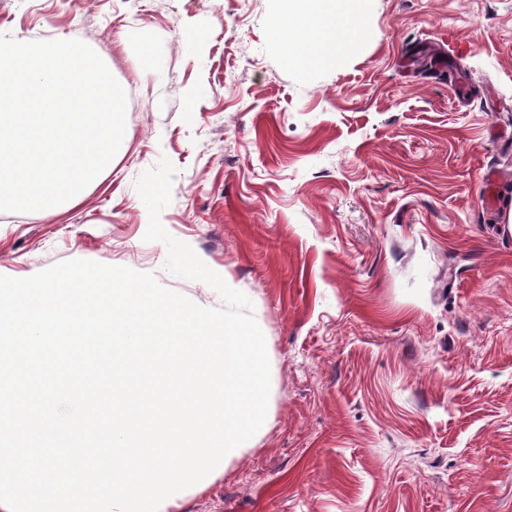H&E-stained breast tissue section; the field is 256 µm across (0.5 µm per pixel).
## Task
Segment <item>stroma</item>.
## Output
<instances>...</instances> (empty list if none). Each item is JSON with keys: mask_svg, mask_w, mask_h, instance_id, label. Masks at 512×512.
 <instances>
[{"mask_svg": "<svg viewBox=\"0 0 512 512\" xmlns=\"http://www.w3.org/2000/svg\"><path fill=\"white\" fill-rule=\"evenodd\" d=\"M276 0H0V33L78 37L127 94L102 182L0 212V276L165 270L164 228L253 304L265 429L177 512H512V0H374L347 56L299 68ZM506 205L484 203L488 169Z\"/></svg>", "mask_w": 512, "mask_h": 512, "instance_id": "35a3bbf8", "label": "stroma"}]
</instances>
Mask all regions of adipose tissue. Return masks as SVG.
<instances>
[{"mask_svg": "<svg viewBox=\"0 0 512 512\" xmlns=\"http://www.w3.org/2000/svg\"><path fill=\"white\" fill-rule=\"evenodd\" d=\"M373 0H280L268 26L271 40L305 69L347 55L366 37Z\"/></svg>", "mask_w": 512, "mask_h": 512, "instance_id": "ef3b65f1", "label": "adipose tissue"}]
</instances>
